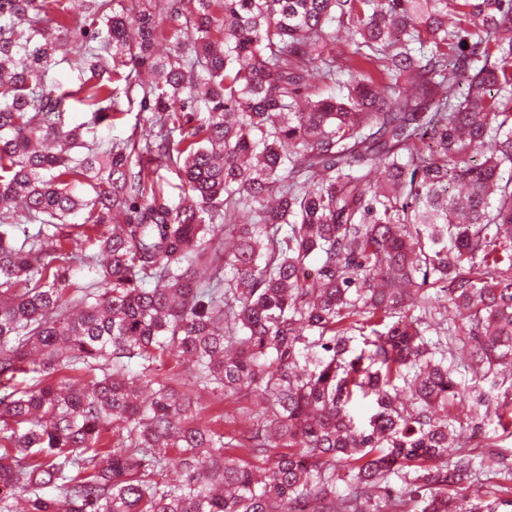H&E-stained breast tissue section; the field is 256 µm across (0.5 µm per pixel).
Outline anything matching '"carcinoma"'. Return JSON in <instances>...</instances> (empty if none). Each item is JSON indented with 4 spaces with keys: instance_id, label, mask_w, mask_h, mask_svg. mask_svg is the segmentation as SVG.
I'll use <instances>...</instances> for the list:
<instances>
[{
    "instance_id": "1",
    "label": "carcinoma",
    "mask_w": 512,
    "mask_h": 512,
    "mask_svg": "<svg viewBox=\"0 0 512 512\" xmlns=\"http://www.w3.org/2000/svg\"><path fill=\"white\" fill-rule=\"evenodd\" d=\"M55 3L0 0V512H512L448 411L512 363V0ZM22 224L79 229L96 282ZM206 394L262 406L202 425ZM473 407L512 436V392ZM148 114H139L137 107L133 108L131 112L117 117L112 126L110 127H96L94 129V136L101 141H109L114 138H125L129 136L136 122H143V117ZM139 120V121H138ZM69 253V260L66 268L69 269V285L67 286L66 295L68 298L76 296L79 288L87 286L95 277L92 264L87 260V256L95 253L94 247L89 244L75 246V243L65 246Z\"/></svg>"
}]
</instances>
